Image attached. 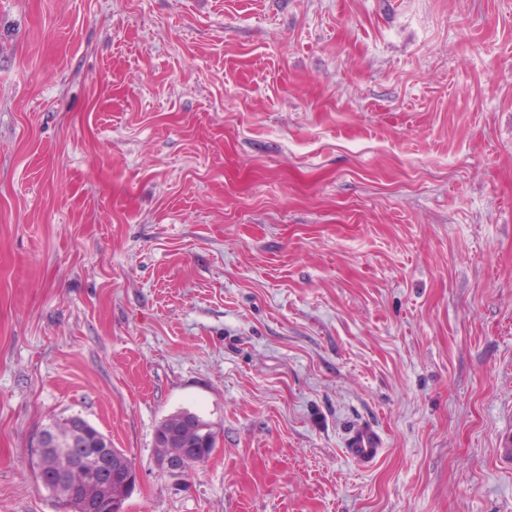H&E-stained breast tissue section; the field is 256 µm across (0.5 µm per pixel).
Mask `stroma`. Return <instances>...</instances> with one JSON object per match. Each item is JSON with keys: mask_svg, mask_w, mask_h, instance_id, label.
Instances as JSON below:
<instances>
[{"mask_svg": "<svg viewBox=\"0 0 512 512\" xmlns=\"http://www.w3.org/2000/svg\"><path fill=\"white\" fill-rule=\"evenodd\" d=\"M72 416L125 512H512V0H0V512ZM344 453L358 464L372 463L381 452V438L373 426L357 423L347 432ZM178 434L169 430L157 429L155 434L156 446L161 452V461L166 469L172 475H183L187 469V463L192 462L198 465L206 462L212 455L209 448H193V443L188 441L184 447H175V444H181L177 437ZM194 465L188 466L191 469Z\"/></svg>", "mask_w": 512, "mask_h": 512, "instance_id": "obj_1", "label": "stroma"}]
</instances>
